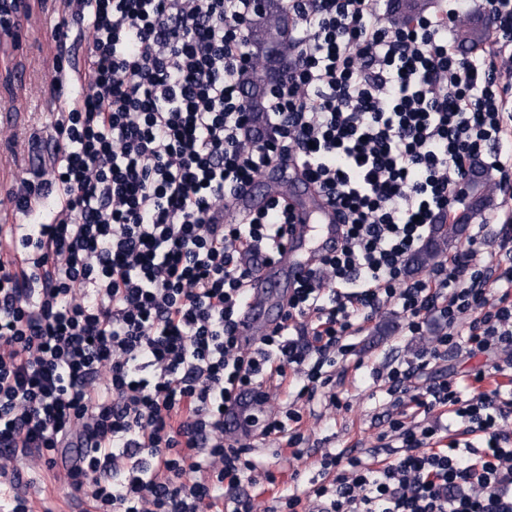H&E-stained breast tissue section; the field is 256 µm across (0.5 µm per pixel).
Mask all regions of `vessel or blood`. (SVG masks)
Wrapping results in <instances>:
<instances>
[{
	"label": "vessel or blood",
	"instance_id": "obj_1",
	"mask_svg": "<svg viewBox=\"0 0 512 512\" xmlns=\"http://www.w3.org/2000/svg\"><path fill=\"white\" fill-rule=\"evenodd\" d=\"M274 198L289 207L294 224L286 236V261L261 266L249 279L238 329L248 351L282 323L289 288L308 278L319 255L335 253L342 242L341 217L323 194L301 175L285 177L275 167L268 170L263 184L250 185L235 197L233 211L239 216L250 214L265 209ZM263 410L253 392L230 402L224 412L225 440L232 443L242 434L254 433Z\"/></svg>",
	"mask_w": 512,
	"mask_h": 512
}]
</instances>
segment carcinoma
<instances>
[{
  "instance_id": "obj_1",
  "label": "carcinoma",
  "mask_w": 512,
  "mask_h": 512,
  "mask_svg": "<svg viewBox=\"0 0 512 512\" xmlns=\"http://www.w3.org/2000/svg\"><path fill=\"white\" fill-rule=\"evenodd\" d=\"M288 5L283 0H265L264 15L257 17L250 24V40L260 47L270 44H290ZM490 37L488 23L477 22L459 29L457 38L459 42L470 48H476L487 43ZM248 84L251 88L252 111L262 110L263 99L267 92L266 82L259 78L255 72L248 74ZM486 172L475 170L468 181V191L472 195V209L465 217L457 218L451 224H436L433 226L431 236L424 248L417 252L410 260L411 270L415 271L426 267L437 259L448 254L453 243L466 229V223L475 214L490 206L488 196L485 194Z\"/></svg>"
}]
</instances>
